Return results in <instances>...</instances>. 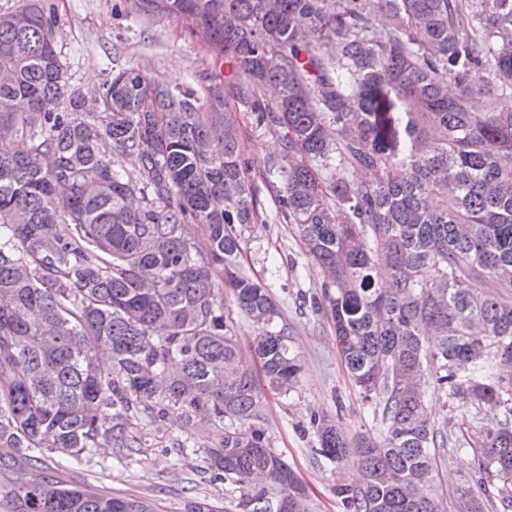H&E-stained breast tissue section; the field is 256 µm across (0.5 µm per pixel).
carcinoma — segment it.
I'll return each mask as SVG.
<instances>
[{
  "label": "carcinoma",
  "mask_w": 512,
  "mask_h": 512,
  "mask_svg": "<svg viewBox=\"0 0 512 512\" xmlns=\"http://www.w3.org/2000/svg\"><path fill=\"white\" fill-rule=\"evenodd\" d=\"M162 2L224 50L256 125L283 130L265 167L276 216L322 276L312 308L381 431L348 437L310 416L314 454L361 474L333 485L341 512H442L438 454L461 447L479 491L458 487L455 512H512V0ZM228 98L134 67L89 98L39 0L0 13L8 512H155L33 470L101 448L127 460L167 418L184 438L163 453L202 452L238 512H309L265 418V393L289 395L302 365L240 262L256 184ZM226 293L254 329L245 351ZM430 389L458 411L455 433L429 420ZM211 428L217 444L190 446Z\"/></svg>",
  "instance_id": "carcinoma-1"
}]
</instances>
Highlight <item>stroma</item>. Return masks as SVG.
Instances as JSON below:
<instances>
[{"mask_svg":"<svg viewBox=\"0 0 512 512\" xmlns=\"http://www.w3.org/2000/svg\"><path fill=\"white\" fill-rule=\"evenodd\" d=\"M57 22V46L74 86L101 87L115 69L139 68L169 86L200 90L215 77L229 79L231 65L201 31L184 18L163 14L146 0H43ZM239 124L242 151L252 173L264 170L269 157L281 151L278 132L256 128L247 104L231 100ZM273 193L257 191L256 223L241 229L244 257L252 276L275 296L302 360L296 389L286 397L267 396L266 418L274 448L282 452L308 487L310 512H340L332 487L336 480L353 482L357 466L341 469L316 459L312 436L302 435L311 413L333 415L347 435L374 433L375 428L352 387L336 349L329 323L305 301L321 278L302 258L288 224L275 217ZM151 447L130 460L116 462L99 454L92 461L45 459L40 470L65 484L105 495L142 498L158 512H184L191 499L210 503L215 512H236V501L224 486L204 473L202 455L180 456L164 448L179 429L159 421L149 427Z\"/></svg>","mask_w":512,"mask_h":512,"instance_id":"1","label":"stroma"}]
</instances>
